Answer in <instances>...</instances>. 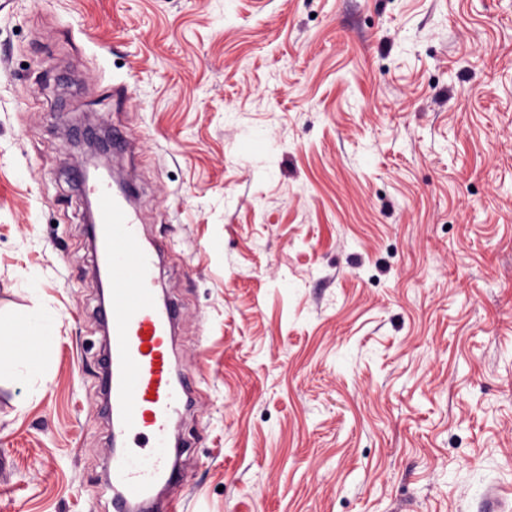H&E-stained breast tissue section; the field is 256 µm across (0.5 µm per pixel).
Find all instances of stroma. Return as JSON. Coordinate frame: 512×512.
I'll list each match as a JSON object with an SVG mask.
<instances>
[{"label": "stroma", "instance_id": "1", "mask_svg": "<svg viewBox=\"0 0 512 512\" xmlns=\"http://www.w3.org/2000/svg\"><path fill=\"white\" fill-rule=\"evenodd\" d=\"M69 119L137 141L187 512H512V0H0V512H112Z\"/></svg>", "mask_w": 512, "mask_h": 512}]
</instances>
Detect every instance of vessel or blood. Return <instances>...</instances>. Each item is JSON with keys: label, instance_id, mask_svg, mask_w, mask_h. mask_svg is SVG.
<instances>
[{"label": "vessel or blood", "instance_id": "obj_1", "mask_svg": "<svg viewBox=\"0 0 512 512\" xmlns=\"http://www.w3.org/2000/svg\"><path fill=\"white\" fill-rule=\"evenodd\" d=\"M97 206L93 263L110 285L100 315L108 341L98 375L110 423L103 492L113 512H185L174 431L193 406L192 377L176 368L173 331L180 308L159 293V247L109 178L87 180Z\"/></svg>", "mask_w": 512, "mask_h": 512}]
</instances>
